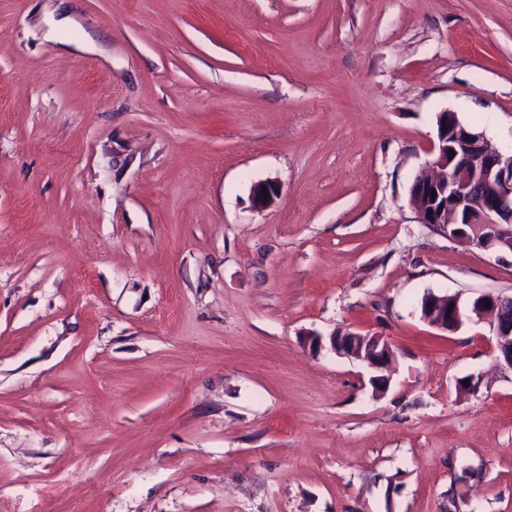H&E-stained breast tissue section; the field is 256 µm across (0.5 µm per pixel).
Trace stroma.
I'll return each mask as SVG.
<instances>
[{
    "mask_svg": "<svg viewBox=\"0 0 512 512\" xmlns=\"http://www.w3.org/2000/svg\"><path fill=\"white\" fill-rule=\"evenodd\" d=\"M445 110L512 147V0H0V512H512V370L420 316L512 296L416 219ZM306 341L316 352L328 349L337 356H343L365 363L369 368L382 373L392 360V349L381 336L361 333H332L326 340L319 334L307 336Z\"/></svg>",
    "mask_w": 512,
    "mask_h": 512,
    "instance_id": "stroma-1",
    "label": "stroma"
}]
</instances>
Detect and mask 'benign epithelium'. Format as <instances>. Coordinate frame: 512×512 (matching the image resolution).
I'll list each match as a JSON object with an SVG mask.
<instances>
[{
    "label": "benign epithelium",
    "instance_id": "1",
    "mask_svg": "<svg viewBox=\"0 0 512 512\" xmlns=\"http://www.w3.org/2000/svg\"><path fill=\"white\" fill-rule=\"evenodd\" d=\"M433 153L430 173L414 181L411 188L418 223L449 238H466L488 250L505 247L512 253V153L488 150L483 133L459 122L437 138ZM278 195L279 188L272 181L258 182L251 189L258 208L273 205ZM421 304L426 309L421 318L445 331L456 330L473 315L494 314L495 323L490 325L493 351L512 370V321L502 318L504 306L512 305V296L483 295L475 310L462 306L457 297L434 294L426 295ZM306 341L317 352L327 349L379 371L370 377L375 389L389 386L390 378L383 371L391 363L392 349L384 338L348 332L326 338L313 334Z\"/></svg>",
    "mask_w": 512,
    "mask_h": 512
}]
</instances>
